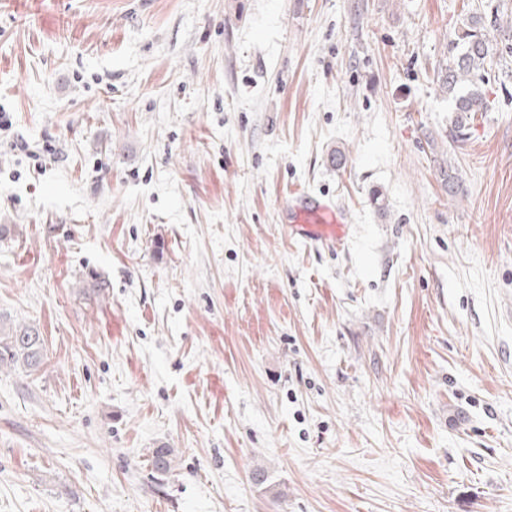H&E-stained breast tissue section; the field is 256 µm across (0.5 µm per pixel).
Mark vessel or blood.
Masks as SVG:
<instances>
[{
	"instance_id": "1",
	"label": "vessel or blood",
	"mask_w": 512,
	"mask_h": 512,
	"mask_svg": "<svg viewBox=\"0 0 512 512\" xmlns=\"http://www.w3.org/2000/svg\"><path fill=\"white\" fill-rule=\"evenodd\" d=\"M286 221L294 237L307 241L339 245L346 235V226L336 208L305 195L293 200Z\"/></svg>"
}]
</instances>
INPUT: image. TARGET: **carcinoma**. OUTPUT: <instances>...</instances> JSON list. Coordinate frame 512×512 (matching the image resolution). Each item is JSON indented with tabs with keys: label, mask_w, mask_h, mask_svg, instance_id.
<instances>
[{
	"label": "carcinoma",
	"mask_w": 512,
	"mask_h": 512,
	"mask_svg": "<svg viewBox=\"0 0 512 512\" xmlns=\"http://www.w3.org/2000/svg\"><path fill=\"white\" fill-rule=\"evenodd\" d=\"M480 8L469 12L466 23L454 31L450 39L452 56L448 65L438 72L441 87L453 96L455 118L451 133L457 138L467 136L470 122L477 112L489 110V102L481 85L490 81L491 70L498 51L497 22H485ZM43 358V338L33 326L0 327V365L34 369ZM173 452L158 448L153 453V466L161 473L171 470Z\"/></svg>",
	"instance_id": "cac0c4a2"
}]
</instances>
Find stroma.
Listing matches in <instances>:
<instances>
[{
	"instance_id": "stroma-1",
	"label": "stroma",
	"mask_w": 512,
	"mask_h": 512,
	"mask_svg": "<svg viewBox=\"0 0 512 512\" xmlns=\"http://www.w3.org/2000/svg\"><path fill=\"white\" fill-rule=\"evenodd\" d=\"M474 2L0 0V318L44 339L0 512H512V0L465 139L437 82ZM286 221L295 238L336 245L342 244L347 224L340 212L315 198L297 196L286 212Z\"/></svg>"
}]
</instances>
